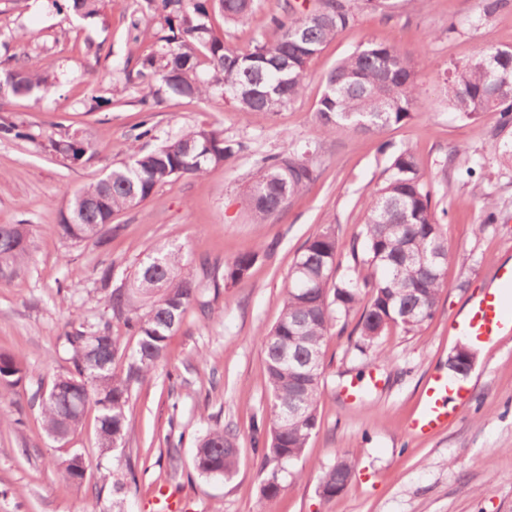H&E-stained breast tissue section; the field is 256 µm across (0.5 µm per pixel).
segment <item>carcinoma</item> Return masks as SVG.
<instances>
[{
    "mask_svg": "<svg viewBox=\"0 0 512 512\" xmlns=\"http://www.w3.org/2000/svg\"><path fill=\"white\" fill-rule=\"evenodd\" d=\"M257 0H147L158 51L125 72L129 84L141 87L142 111L150 112L167 97L224 96L238 111L272 116L304 91L310 61L341 32L352 27L361 10L391 6L390 0H318L294 17H270L278 33L272 43H258L241 52L228 47L211 25L219 12L236 23L253 11ZM104 0H69V8L85 18L101 15ZM417 54L383 43H369L344 57L327 73L316 115L326 136L338 130L375 134L404 125L420 99ZM448 108L462 119L485 113L496 116L497 128L512 127V48L481 46L465 62L446 70ZM55 78L40 73L29 58H19L0 72V98L44 97ZM23 124L0 117V140H35ZM55 153L80 160L91 150L76 133L49 139ZM243 144L216 129L193 127L149 150L137 149L128 160L83 186L68 200L55 231L74 242L106 243L112 216L148 200L173 177H201L224 165ZM388 156L387 178L371 193L364 224L349 248L348 273L338 275V242L325 228L312 235L294 259L284 287L276 323L260 334L265 352L268 403L250 416L252 448L266 472L261 497L271 501L280 490L279 474L289 472L303 456L318 427V403L324 382V345L340 319L350 348L363 356L377 350L392 328L415 335L433 319L451 258L439 223L433 195L421 174L412 147L379 146ZM320 177L309 151L294 147L272 154L257 165L249 191L252 223L270 224ZM31 231L26 223L0 224V279L10 278L29 257ZM149 261L132 275L112 284V268L98 282L110 289L111 319L135 340L121 347L111 323L76 319L64 340L72 369L38 389L43 427L56 441L83 426L88 409L97 411V447L117 451L127 429L128 404L134 388L165 359L169 340L192 307L204 313L206 291L217 284L208 264L195 268L176 248H148ZM259 256L243 252L224 262V284L236 286ZM355 316L353 326L347 319ZM28 375L23 359L0 352V389L21 383ZM183 434L170 431L166 443L171 467L178 465ZM77 448L67 449L59 479L81 485ZM237 433L214 425L198 439L194 468L202 475L226 478L237 464ZM347 460L319 478L325 498L344 492L352 481Z\"/></svg>",
    "mask_w": 512,
    "mask_h": 512,
    "instance_id": "obj_1",
    "label": "carcinoma"
}]
</instances>
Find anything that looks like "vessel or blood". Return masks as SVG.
Here are the masks:
<instances>
[{
    "label": "vessel or blood",
    "instance_id": "1",
    "mask_svg": "<svg viewBox=\"0 0 512 512\" xmlns=\"http://www.w3.org/2000/svg\"><path fill=\"white\" fill-rule=\"evenodd\" d=\"M496 280V291L484 292L459 323L463 333L479 344L512 333V310L506 308L502 298L504 292L512 290V266L498 269ZM447 394L455 396L462 405L469 400V392L463 386L450 380H436L427 392L421 412L413 421L414 427L423 431L445 428L450 417L449 411L442 408L443 397Z\"/></svg>",
    "mask_w": 512,
    "mask_h": 512
}]
</instances>
